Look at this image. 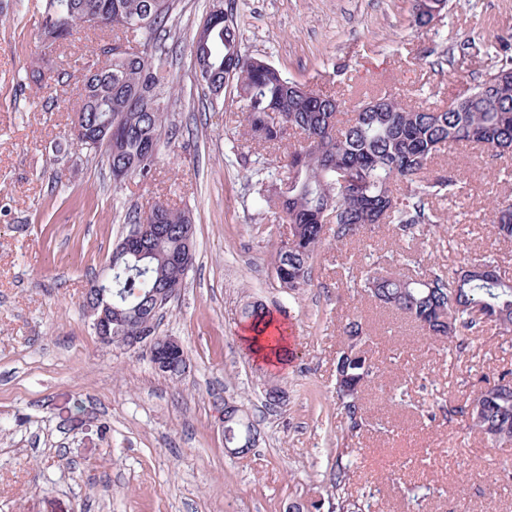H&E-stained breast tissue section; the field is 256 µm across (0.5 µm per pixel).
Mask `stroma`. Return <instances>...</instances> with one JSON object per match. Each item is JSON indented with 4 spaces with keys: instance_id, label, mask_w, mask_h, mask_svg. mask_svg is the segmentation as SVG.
I'll return each mask as SVG.
<instances>
[{
    "instance_id": "1",
    "label": "stroma",
    "mask_w": 512,
    "mask_h": 512,
    "mask_svg": "<svg viewBox=\"0 0 512 512\" xmlns=\"http://www.w3.org/2000/svg\"><path fill=\"white\" fill-rule=\"evenodd\" d=\"M172 3L164 105L174 136L148 177L117 182L102 152L53 150L112 30H84L44 60V0H0V512H286L292 502L333 512L340 470L372 512H512V445L443 415L449 401L512 378V334L487 324L459 354L353 282L371 266L415 277L482 256L512 279V242L495 239L488 215L512 196L503 161L487 149L445 153L433 170L454 169L460 189L434 200V223L404 236L382 224L344 248L325 245L307 288L285 292L272 253L289 226L258 195L285 177L283 152L250 142L235 85L214 101L195 80L191 45L210 0ZM223 5L243 55L351 106L387 91L447 107L500 66L512 34V0H449L428 28L413 25L412 0ZM35 64L63 72L62 83L26 84ZM159 201L195 224L196 261L159 326L189 359L177 379L145 350L100 344L82 306L131 217ZM256 301L291 331L283 366L255 360L242 339V310ZM353 317L371 333L377 371L355 438L336 404L341 324ZM270 381L286 393L272 410ZM228 401L260 433L244 456L224 450Z\"/></svg>"
}]
</instances>
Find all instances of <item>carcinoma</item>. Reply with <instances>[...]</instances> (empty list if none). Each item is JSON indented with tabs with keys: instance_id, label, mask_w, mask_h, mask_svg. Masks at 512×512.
Segmentation results:
<instances>
[{
	"instance_id": "carcinoma-1",
	"label": "carcinoma",
	"mask_w": 512,
	"mask_h": 512,
	"mask_svg": "<svg viewBox=\"0 0 512 512\" xmlns=\"http://www.w3.org/2000/svg\"><path fill=\"white\" fill-rule=\"evenodd\" d=\"M170 2L45 0L43 55L54 52L105 9L112 13V26L143 37L136 45L125 44L103 64L85 69L79 89L78 111L86 113V120L102 124L110 119L117 127L108 156L113 171L127 168L132 175L147 176L155 159L149 148L158 145L167 124L163 99L169 88V51L159 34L166 29ZM193 52L207 64L195 75L203 90L236 82L250 140L280 142L290 129L303 135L300 146L288 153V177L260 195L277 204L293 226V238L277 246L272 260L286 273L277 278L280 287L290 291L309 284L313 260L329 238L338 243L351 240L366 224H394L405 232L433 223L429 200L453 195L457 186L452 173L426 176L441 151L481 145L499 158L512 155V76L507 73L512 59L485 75L474 87L483 98L461 112L415 108L385 93L359 103L354 114L342 120L341 99L293 89L272 64L243 57L227 16L207 38L193 44ZM272 113L281 114L284 123H274ZM131 223L158 224L160 232L151 241L150 255L137 262V271H127L123 258L112 264V306L119 310L112 335L137 336L143 323L148 335L156 336L159 316L144 322L141 316L150 293L176 280L168 258L183 246L186 227L193 221L189 212L158 202ZM492 228L512 239V201L495 205ZM493 265L486 257L417 280L368 270L360 284L368 296L405 315L426 335L448 340L460 354L465 340L482 334L488 322L512 332V285L504 278L486 279V268ZM184 283L178 281V287ZM477 310L488 321L475 317ZM343 333L349 344L336 362V399L348 432L357 435L365 422L361 394L373 365L361 349L368 339L362 323L350 320ZM446 412L450 420L466 418L469 428L495 444H512V388L499 380L470 402L448 404Z\"/></svg>"
}]
</instances>
